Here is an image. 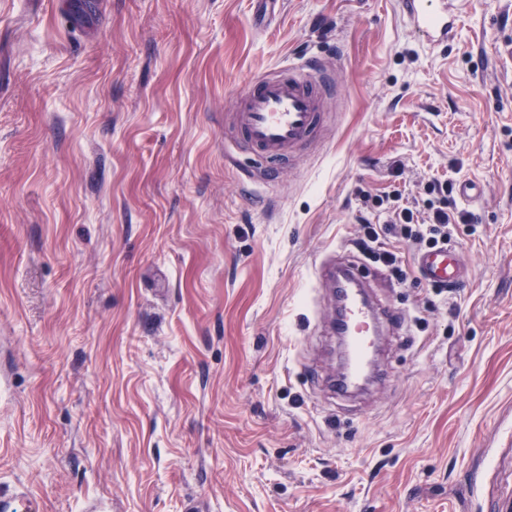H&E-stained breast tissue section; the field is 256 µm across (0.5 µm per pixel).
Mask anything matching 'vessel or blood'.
Masks as SVG:
<instances>
[{
    "mask_svg": "<svg viewBox=\"0 0 512 512\" xmlns=\"http://www.w3.org/2000/svg\"><path fill=\"white\" fill-rule=\"evenodd\" d=\"M468 0H399L400 10L414 32L426 44L440 47L456 36L460 15ZM332 80L313 61L289 65L259 78L239 95L237 124L258 161L289 155L316 132L323 116L325 94ZM422 279L444 286L457 285L460 263L455 253L442 247L418 253L414 258ZM336 286V316L343 319L348 335L343 346L352 363V379H337V397L361 393L354 377L360 376L380 345L382 323L372 301L357 256L324 265Z\"/></svg>",
    "mask_w": 512,
    "mask_h": 512,
    "instance_id": "1",
    "label": "vessel or blood"
}]
</instances>
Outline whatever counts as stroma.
<instances>
[{"label":"stroma","mask_w":512,"mask_h":512,"mask_svg":"<svg viewBox=\"0 0 512 512\" xmlns=\"http://www.w3.org/2000/svg\"><path fill=\"white\" fill-rule=\"evenodd\" d=\"M512 0L422 44L398 0H0V495L34 512L512 507ZM320 57L245 190L240 92ZM476 182L436 294L369 262L384 380L340 403L319 266L361 193Z\"/></svg>","instance_id":"obj_1"}]
</instances>
